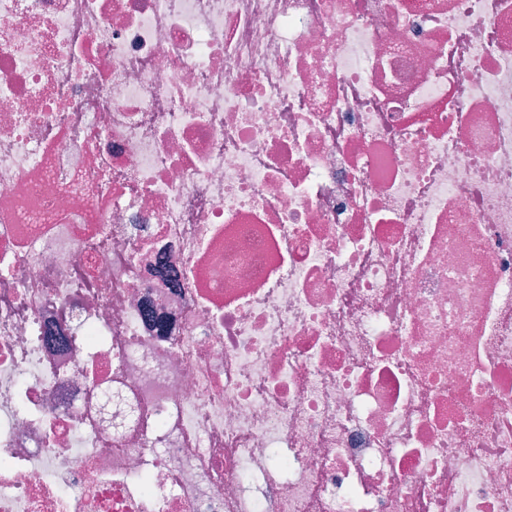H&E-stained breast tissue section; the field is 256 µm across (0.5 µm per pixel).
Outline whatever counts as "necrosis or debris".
Listing matches in <instances>:
<instances>
[{
	"label": "necrosis or debris",
	"mask_w": 512,
	"mask_h": 512,
	"mask_svg": "<svg viewBox=\"0 0 512 512\" xmlns=\"http://www.w3.org/2000/svg\"><path fill=\"white\" fill-rule=\"evenodd\" d=\"M0 512H512V0H0Z\"/></svg>",
	"instance_id": "1"
}]
</instances>
